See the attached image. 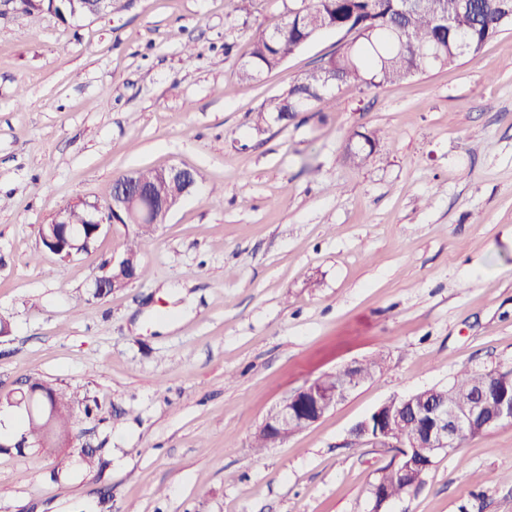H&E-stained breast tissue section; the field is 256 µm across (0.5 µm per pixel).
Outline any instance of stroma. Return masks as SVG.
<instances>
[{
	"label": "stroma",
	"mask_w": 512,
	"mask_h": 512,
	"mask_svg": "<svg viewBox=\"0 0 512 512\" xmlns=\"http://www.w3.org/2000/svg\"><path fill=\"white\" fill-rule=\"evenodd\" d=\"M293 6L0 13V393L40 378L118 412L83 421L58 459L0 452V512H371L395 453L352 428L460 370L512 368V30L259 132L261 105L346 39L323 31L236 82L252 37ZM371 132L369 161L345 162ZM173 164L199 178L146 243L145 276L93 297L124 226L63 261L39 225L106 206L122 173ZM375 355L374 379L254 452L291 393ZM85 447L104 468L82 465ZM384 512H512V423L440 452Z\"/></svg>",
	"instance_id": "35a3bbf8"
}]
</instances>
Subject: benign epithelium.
I'll use <instances>...</instances> for the list:
<instances>
[{
	"mask_svg": "<svg viewBox=\"0 0 512 512\" xmlns=\"http://www.w3.org/2000/svg\"><path fill=\"white\" fill-rule=\"evenodd\" d=\"M166 179L178 184L182 190L170 195L144 188L136 181H121L112 188L105 208L90 205L88 223L96 227L101 235L112 229L118 218L131 224H162L177 200L191 193L197 184L192 171L178 165L164 169ZM62 225L68 232L69 250L63 259L70 260L83 251L86 241L84 230H74L63 220V211H58L48 228ZM358 362H352L337 370L336 383L326 386L316 379L289 395L265 419L261 432L273 439L288 424L306 420L319 421L328 411L344 400L355 389L354 371ZM422 392L393 398L381 406L352 430L375 448L398 449L399 460L405 462L404 470L423 466L431 456L458 445L462 430L471 427L476 420L490 410L487 424L498 425L512 422V402L495 401L492 393L481 391L478 400L467 410L448 407V402L437 401L422 405Z\"/></svg>",
	"mask_w": 512,
	"mask_h": 512,
	"instance_id": "7a95c632",
	"label": "benign epithelium"
}]
</instances>
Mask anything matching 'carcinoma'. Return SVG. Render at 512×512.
Listing matches in <instances>:
<instances>
[{
  "label": "carcinoma",
  "instance_id": "1",
  "mask_svg": "<svg viewBox=\"0 0 512 512\" xmlns=\"http://www.w3.org/2000/svg\"><path fill=\"white\" fill-rule=\"evenodd\" d=\"M459 3L460 0H424L409 9L402 0H300L299 7L288 10L286 17L254 37L248 59L236 71L237 82L258 80L324 29L343 31L351 39L320 66L262 105L255 129L263 130L270 120L286 126L297 113L311 111L333 90L332 85H323L328 72L336 75L338 86L381 87L458 61L460 33L468 38L467 54L475 55L512 25L502 18L498 0H472L465 10ZM21 5L24 13L31 16L52 8L61 21H70V5L64 0H58L54 7L50 0H21ZM361 138L363 143L345 154V159L356 166L364 165L376 149L374 137L363 134ZM154 229L152 224H139L127 234L124 253L129 267L117 287L144 276L142 247ZM381 369L380 358L364 362L356 385L372 379ZM486 378L485 372L463 369L451 384L437 391L448 398V405L464 408L473 402ZM28 388L38 392L40 415L27 419L20 441L14 444L20 454L27 446L48 458L58 455L62 446L77 437L81 417L90 418L101 411L96 400L86 395L75 397L40 379L28 381ZM424 473L423 469L402 471L388 465L380 471L376 483L384 487L388 496L399 499L417 489Z\"/></svg>",
  "mask_w": 512,
  "mask_h": 512
}]
</instances>
